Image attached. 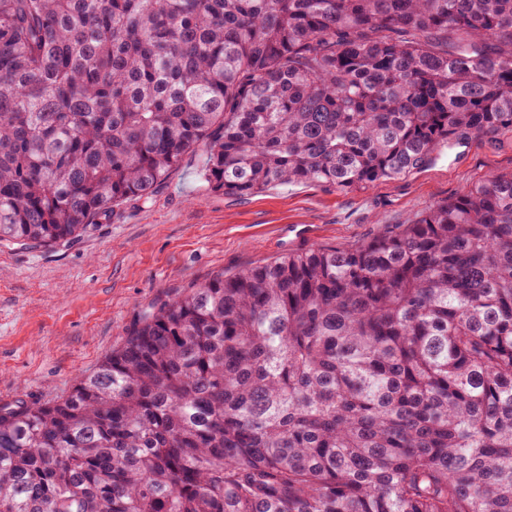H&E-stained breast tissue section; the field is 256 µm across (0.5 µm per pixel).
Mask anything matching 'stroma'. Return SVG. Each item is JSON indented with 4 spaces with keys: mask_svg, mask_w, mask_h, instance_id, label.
<instances>
[{
    "mask_svg": "<svg viewBox=\"0 0 512 512\" xmlns=\"http://www.w3.org/2000/svg\"><path fill=\"white\" fill-rule=\"evenodd\" d=\"M188 153L148 200L129 199L67 246L0 245V401L67 396L118 349L148 304L217 273L288 253L347 249L512 171V130L447 149L419 170L345 191L276 185L248 196L212 190Z\"/></svg>",
    "mask_w": 512,
    "mask_h": 512,
    "instance_id": "35a3bbf8",
    "label": "stroma"
}]
</instances>
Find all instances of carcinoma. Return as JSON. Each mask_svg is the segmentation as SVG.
Instances as JSON below:
<instances>
[{
    "instance_id": "obj_1",
    "label": "carcinoma",
    "mask_w": 512,
    "mask_h": 512,
    "mask_svg": "<svg viewBox=\"0 0 512 512\" xmlns=\"http://www.w3.org/2000/svg\"><path fill=\"white\" fill-rule=\"evenodd\" d=\"M512 128V0H0V242L67 245L184 155L345 190ZM0 512H512V172L146 308L0 402Z\"/></svg>"
}]
</instances>
